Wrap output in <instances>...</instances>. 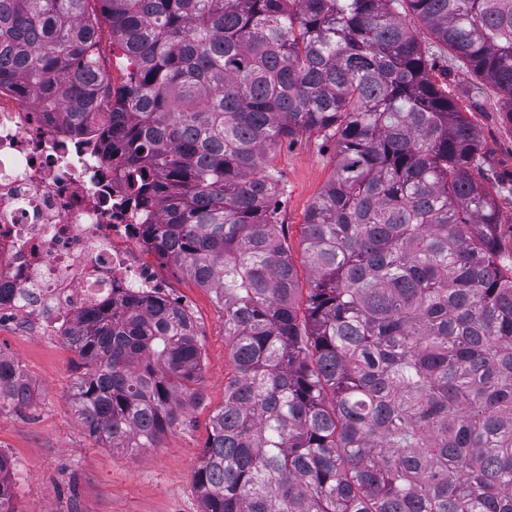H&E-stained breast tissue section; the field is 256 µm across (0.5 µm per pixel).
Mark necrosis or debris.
Masks as SVG:
<instances>
[{
    "instance_id": "1",
    "label": "necrosis or debris",
    "mask_w": 512,
    "mask_h": 512,
    "mask_svg": "<svg viewBox=\"0 0 512 512\" xmlns=\"http://www.w3.org/2000/svg\"><path fill=\"white\" fill-rule=\"evenodd\" d=\"M35 94L0 84V313L22 312L61 336L84 310L132 295L185 307L171 257L144 234L156 206L129 198L128 175L69 133Z\"/></svg>"
}]
</instances>
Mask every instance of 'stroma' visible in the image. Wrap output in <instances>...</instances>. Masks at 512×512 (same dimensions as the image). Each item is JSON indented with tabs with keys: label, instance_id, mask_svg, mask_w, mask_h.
Wrapping results in <instances>:
<instances>
[{
	"label": "stroma",
	"instance_id": "35a3bbf8",
	"mask_svg": "<svg viewBox=\"0 0 512 512\" xmlns=\"http://www.w3.org/2000/svg\"><path fill=\"white\" fill-rule=\"evenodd\" d=\"M435 81L447 89L485 143L486 166L476 177L495 191L500 245L512 250V123L501 112L500 95L484 86L475 99L463 95L471 75L451 51L433 55ZM335 148L315 132L283 141L268 156L282 178L279 219L300 278L302 226L334 169ZM177 293L192 306L203 355L202 380L183 401V422L151 448L113 451L92 437L72 403L81 361L64 337L44 336L34 326L5 317L0 321V356L27 375L31 398L26 406L0 408V452L13 461L10 481L18 512H202L193 473L205 449L210 418L224 403L229 372L224 341V310L211 290L182 272L173 275Z\"/></svg>",
	"mask_w": 512,
	"mask_h": 512
}]
</instances>
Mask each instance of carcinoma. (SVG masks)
I'll list each match as a JSON object with an SVG mask.
<instances>
[{
	"label": "carcinoma",
	"instance_id": "cac0c4a2",
	"mask_svg": "<svg viewBox=\"0 0 512 512\" xmlns=\"http://www.w3.org/2000/svg\"><path fill=\"white\" fill-rule=\"evenodd\" d=\"M409 18L512 123V0H0V83L99 128L131 196L157 202L145 234L224 308L202 512H512V253L475 178L483 141ZM307 131L336 155L302 309L267 154ZM73 330L90 434L155 446L201 379L184 314L132 297ZM30 394L0 355V407ZM11 468L0 453V512Z\"/></svg>",
	"mask_w": 512,
	"mask_h": 512
}]
</instances>
